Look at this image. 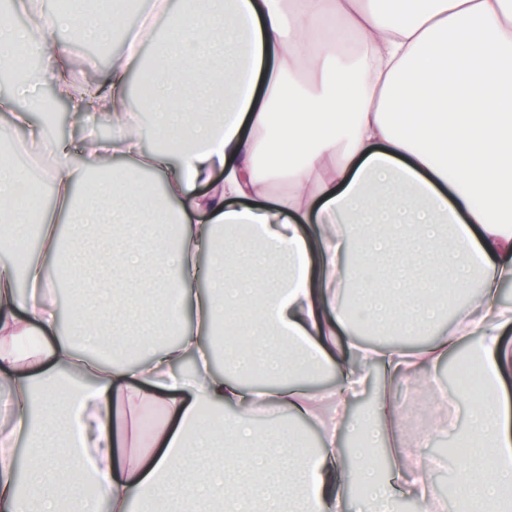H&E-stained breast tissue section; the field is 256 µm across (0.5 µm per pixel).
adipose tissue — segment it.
I'll return each mask as SVG.
<instances>
[{
  "label": "adipose tissue",
  "mask_w": 512,
  "mask_h": 512,
  "mask_svg": "<svg viewBox=\"0 0 512 512\" xmlns=\"http://www.w3.org/2000/svg\"><path fill=\"white\" fill-rule=\"evenodd\" d=\"M144 12L165 19L148 29L151 93L131 96L144 58L143 39L129 37L104 94L69 102L82 143L166 174L159 199L124 171L94 182L17 106L22 90L62 80L69 55L54 33L107 43L125 30L123 13L37 10L19 26L0 12V46L40 60L0 87V112L27 132L9 148L44 158L56 198L39 215L40 252L22 271L0 266V512H86L66 478L76 469L108 512H397L374 457L343 464L354 432L369 448L390 445L403 491L432 512L436 461L396 445L392 389L421 376L439 408L470 405L456 439L486 451L463 461L471 512H512V411L500 399L512 306L498 300L512 279V0H182L175 10L150 0ZM348 32L356 49L340 45ZM223 53L237 57L227 71L210 64ZM26 178L0 166V223L13 229L29 222L16 206ZM278 183L287 194L273 193ZM373 183L397 188L391 207L367 195ZM243 258L251 275L226 279ZM120 263L152 269L160 289L132 298L116 281L73 297L77 320L62 337L56 273L72 281ZM452 284L466 303L427 344L354 336L337 349L352 325L423 330ZM174 295L195 327L172 316ZM230 315L246 344L227 346L220 372L210 336ZM466 336L486 373L476 400L436 373ZM371 367L380 394L372 419L355 420ZM324 370L338 372L335 386H304ZM256 371L267 385L245 383ZM145 405L157 414L142 446L134 414ZM299 420L317 421L315 441ZM357 482L371 494L352 498Z\"/></svg>",
  "instance_id": "1"
}]
</instances>
